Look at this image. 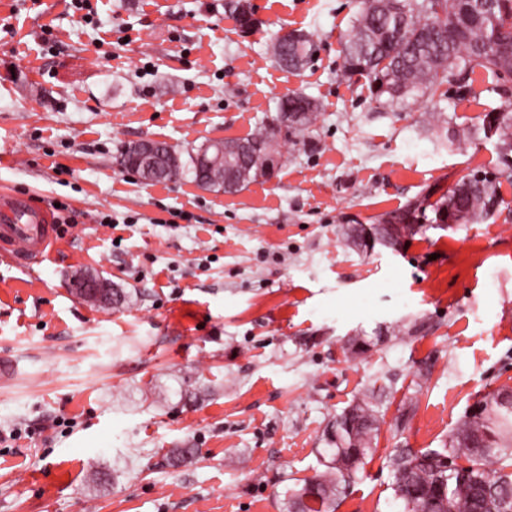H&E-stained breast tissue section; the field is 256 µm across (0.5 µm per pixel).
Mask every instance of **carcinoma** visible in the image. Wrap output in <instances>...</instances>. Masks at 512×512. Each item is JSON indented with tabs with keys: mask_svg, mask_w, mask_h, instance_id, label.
<instances>
[{
	"mask_svg": "<svg viewBox=\"0 0 512 512\" xmlns=\"http://www.w3.org/2000/svg\"><path fill=\"white\" fill-rule=\"evenodd\" d=\"M225 8L243 30L254 24L247 0H228ZM276 62L289 70L304 67L314 53L310 39L279 37L272 48ZM344 73L369 82L376 102L393 106L435 84L467 88L476 73L492 81L506 106L512 105V0H361V9L344 45ZM279 111L299 113L277 128L262 126L237 144L245 175L226 183L224 163L213 164L203 185L242 191L264 176L281 134L303 137L317 121L315 104L300 94L287 95ZM481 131L495 140L499 168L476 172L459 182L436 205L435 213L451 211L458 224H478L503 203L500 178L512 179V113L484 115ZM420 204L387 214L373 225L377 241L395 246ZM502 387L485 394L481 408L467 412L440 448H396L385 466L393 476L394 498L402 512H512V402L499 400ZM380 430L374 394H365L336 416L328 429V447L319 451L324 470L290 489L287 512H336V501L354 483L373 457ZM464 455L473 490L456 491L455 459Z\"/></svg>",
	"mask_w": 512,
	"mask_h": 512,
	"instance_id": "1",
	"label": "carcinoma"
}]
</instances>
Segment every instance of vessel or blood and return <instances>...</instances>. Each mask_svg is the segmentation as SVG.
I'll list each match as a JSON object with an SVG mask.
<instances>
[{"label": "vessel or blood", "mask_w": 512, "mask_h": 512, "mask_svg": "<svg viewBox=\"0 0 512 512\" xmlns=\"http://www.w3.org/2000/svg\"><path fill=\"white\" fill-rule=\"evenodd\" d=\"M57 242V226L48 207L9 191L0 192V255L30 268L41 264Z\"/></svg>", "instance_id": "b4317fda"}]
</instances>
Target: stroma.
Returning a JSON list of instances; mask_svg holds the SVG:
<instances>
[{
    "label": "stroma",
    "mask_w": 512,
    "mask_h": 512,
    "mask_svg": "<svg viewBox=\"0 0 512 512\" xmlns=\"http://www.w3.org/2000/svg\"><path fill=\"white\" fill-rule=\"evenodd\" d=\"M248 2L245 34L224 0H90L97 28L66 0H0V190L63 203L65 228L35 270L0 257V512H286L369 390L386 453L441 447L512 387V180L478 224L425 218L370 251L344 235L495 171L479 126L501 98L479 80L380 106L343 75L359 0ZM293 30L315 52L286 71L271 46ZM293 93L311 138L241 192L117 166L145 139L186 159L247 137ZM435 112L466 140H438ZM93 273L123 305L76 296ZM391 482L373 461L336 512H398Z\"/></svg>",
    "instance_id": "35a3bbf8"
}]
</instances>
